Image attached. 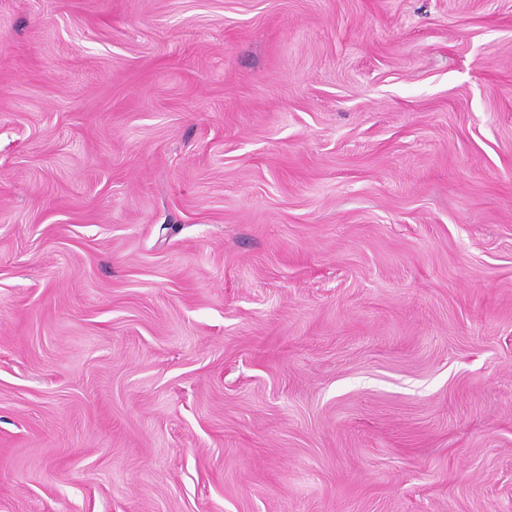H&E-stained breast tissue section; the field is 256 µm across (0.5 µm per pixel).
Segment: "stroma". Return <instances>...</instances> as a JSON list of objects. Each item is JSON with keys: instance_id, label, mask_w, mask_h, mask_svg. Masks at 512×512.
<instances>
[{"instance_id": "obj_1", "label": "stroma", "mask_w": 512, "mask_h": 512, "mask_svg": "<svg viewBox=\"0 0 512 512\" xmlns=\"http://www.w3.org/2000/svg\"><path fill=\"white\" fill-rule=\"evenodd\" d=\"M0 512H512V0H0Z\"/></svg>"}]
</instances>
